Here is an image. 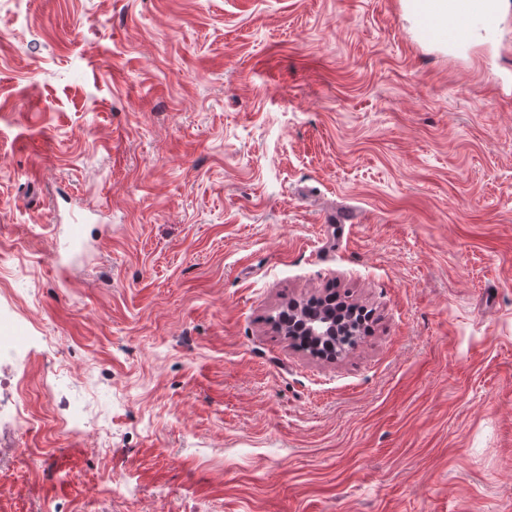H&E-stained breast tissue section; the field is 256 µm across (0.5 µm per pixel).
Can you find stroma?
Here are the masks:
<instances>
[{
    "label": "stroma",
    "mask_w": 512,
    "mask_h": 512,
    "mask_svg": "<svg viewBox=\"0 0 512 512\" xmlns=\"http://www.w3.org/2000/svg\"><path fill=\"white\" fill-rule=\"evenodd\" d=\"M17 331L0 512H512V0H0ZM406 1L407 13L414 20L413 9H409L408 3H419V23L414 31V37L428 43L433 41L434 36L442 30L448 32V46H455L465 41L467 32L475 27L493 28L495 26L494 14L489 10L486 0H467L468 4L463 11L451 9L447 0H404ZM442 11L436 10L435 2ZM413 14V15H412ZM284 312L288 313L287 321L285 323L278 322L277 324V328L282 335L294 344H299L298 339L300 337L305 338L313 345L312 349L309 350L308 347L305 349L320 358L334 359L336 355L322 356L316 349L324 345L328 350H332L336 345L337 354L346 347L353 346L360 335L355 323H353L351 330L341 336L347 329L348 322L345 318L336 317L335 311H328L319 316H311L298 303H291ZM338 336V341H336Z\"/></svg>",
    "instance_id": "35a3bbf8"
}]
</instances>
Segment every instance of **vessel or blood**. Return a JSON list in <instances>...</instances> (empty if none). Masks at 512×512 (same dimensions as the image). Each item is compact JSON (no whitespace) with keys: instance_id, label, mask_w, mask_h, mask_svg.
I'll list each match as a JSON object with an SVG mask.
<instances>
[{"instance_id":"vessel-or-blood-1","label":"vessel or blood","mask_w":512,"mask_h":512,"mask_svg":"<svg viewBox=\"0 0 512 512\" xmlns=\"http://www.w3.org/2000/svg\"><path fill=\"white\" fill-rule=\"evenodd\" d=\"M495 19L485 0H467L464 10H449L441 13L436 9L434 0H421L419 4V23L414 31L416 39L429 42L436 34L447 32L449 45L464 42L467 32L475 27L493 28Z\"/></svg>"}]
</instances>
